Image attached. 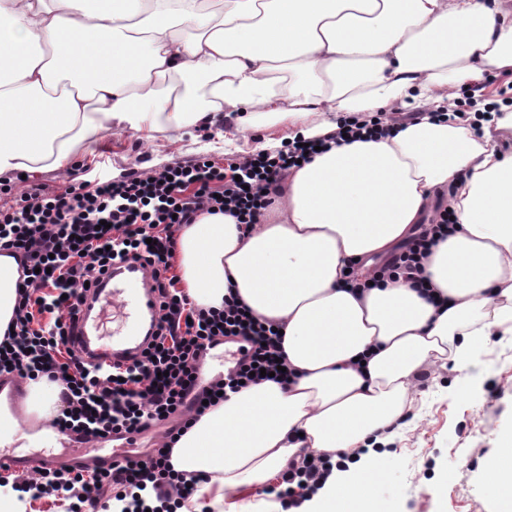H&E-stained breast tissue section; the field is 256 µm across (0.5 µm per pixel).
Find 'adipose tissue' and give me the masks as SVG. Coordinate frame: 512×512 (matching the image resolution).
Masks as SVG:
<instances>
[{"label":"adipose tissue","instance_id":"ef3b65f1","mask_svg":"<svg viewBox=\"0 0 512 512\" xmlns=\"http://www.w3.org/2000/svg\"><path fill=\"white\" fill-rule=\"evenodd\" d=\"M510 73L512 0H0V179L70 170L115 129L154 135L232 115L240 129L284 126L294 140L398 107L424 113L291 168L255 224L218 214L177 229L190 299L220 309L237 294L281 326L293 372L161 438L197 497L220 505L301 455L337 452L353 467L328 480L316 512H380L376 445L418 373L470 369L477 344L512 335V117L428 118ZM177 76L202 79L206 97L172 86ZM439 203L455 225L424 275L444 304L402 280L353 294L350 273L369 277ZM19 276L0 253V336ZM62 391L44 378L1 389L0 441L54 435ZM485 485L512 512V435Z\"/></svg>","mask_w":512,"mask_h":512}]
</instances>
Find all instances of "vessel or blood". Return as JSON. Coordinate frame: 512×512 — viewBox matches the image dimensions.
<instances>
[{
  "instance_id": "vessel-or-blood-1",
  "label": "vessel or blood",
  "mask_w": 512,
  "mask_h": 512,
  "mask_svg": "<svg viewBox=\"0 0 512 512\" xmlns=\"http://www.w3.org/2000/svg\"><path fill=\"white\" fill-rule=\"evenodd\" d=\"M158 311L155 295L145 270L135 262L112 265L107 273L92 283L87 304L76 323L75 345L83 356L113 362L134 355L141 347L134 338L108 341L102 329L106 314L124 317L137 313L142 321L141 333Z\"/></svg>"
}]
</instances>
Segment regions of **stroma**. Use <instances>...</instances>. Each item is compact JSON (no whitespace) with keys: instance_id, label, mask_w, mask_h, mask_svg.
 Segmentation results:
<instances>
[{"instance_id":"stroma-1","label":"stroma","mask_w":512,"mask_h":512,"mask_svg":"<svg viewBox=\"0 0 512 512\" xmlns=\"http://www.w3.org/2000/svg\"><path fill=\"white\" fill-rule=\"evenodd\" d=\"M209 132L188 127L172 138L115 130L93 153L78 157L76 173L44 171L14 181L15 192L37 184L63 192L72 180H120L198 156L226 163L258 150L261 128L238 130L234 118ZM411 410L390 439V455L373 480L385 512H498L484 473L501 440L512 434V336H490L470 374L435 366L418 379Z\"/></svg>"}]
</instances>
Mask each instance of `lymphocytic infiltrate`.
Wrapping results in <instances>:
<instances>
[{
	"mask_svg": "<svg viewBox=\"0 0 512 512\" xmlns=\"http://www.w3.org/2000/svg\"><path fill=\"white\" fill-rule=\"evenodd\" d=\"M382 132L376 122L357 121L315 147L294 141L224 165L197 158L124 180L103 178L91 187L77 182L61 194L36 185L13 205L1 206L0 251L18 256L21 281L15 326L0 341V375L44 374L63 382L66 412L57 429L89 438L140 434L177 414L201 415L220 391L259 383L265 370L275 382H287L288 373L278 369L281 336L272 323L255 317L237 298L225 300L220 309H203L179 289L171 272L174 233L204 215L256 223L273 204L283 172L309 161L316 148ZM451 229L450 213H440L435 224L383 264L379 278L421 281L432 247ZM129 259L146 261L159 294L151 341L127 364L89 361L72 346L86 285L112 263ZM230 341L242 344V359L222 378L203 382L204 358ZM345 466L328 453L289 462L273 489L275 497L285 512H296ZM30 487L69 495L70 512H86L108 488L116 501H130L132 512H179L192 495L161 447L108 469L68 464L43 469Z\"/></svg>",
	"mask_w": 512,
	"mask_h": 512,
	"instance_id": "lymphocytic-infiltrate-1",
	"label": "lymphocytic infiltrate"
}]
</instances>
